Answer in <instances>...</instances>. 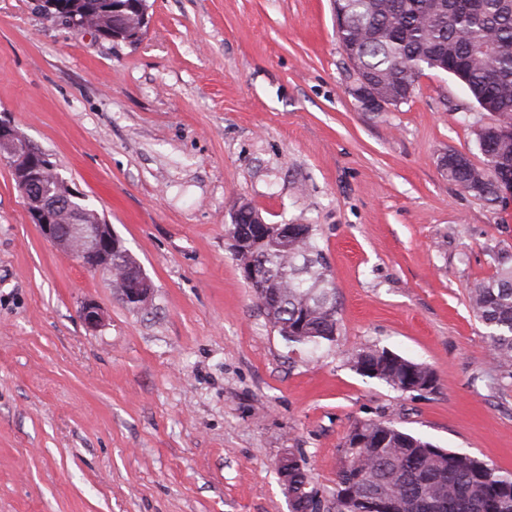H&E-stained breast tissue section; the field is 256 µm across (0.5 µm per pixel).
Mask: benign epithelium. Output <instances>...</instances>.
Listing matches in <instances>:
<instances>
[{"instance_id":"1","label":"benign epithelium","mask_w":512,"mask_h":512,"mask_svg":"<svg viewBox=\"0 0 512 512\" xmlns=\"http://www.w3.org/2000/svg\"><path fill=\"white\" fill-rule=\"evenodd\" d=\"M69 24L95 33L112 27V41L132 43L137 41L147 26L148 10L145 0L128 8L112 6V19L89 20L73 12L67 15ZM351 93L369 112H383L394 100L377 91L362 80L350 88ZM0 157L9 163L16 186L24 200L33 223L37 224L43 238L60 251L71 255L89 271L112 273V256L124 249L121 239L112 232V226L100 221L83 222L82 212L74 208L72 198L78 196L69 185L52 188L48 174L54 166L49 157L37 151L20 136L13 126L0 120ZM244 279L253 288L259 306H264L265 292L260 283L256 264L249 260L239 264ZM118 281L122 284L121 298L135 309H144L151 302L153 288L143 270H124ZM80 318L88 328L95 329L102 323L100 309L86 303L80 310Z\"/></svg>"}]
</instances>
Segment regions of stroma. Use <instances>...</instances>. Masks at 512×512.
Returning <instances> with one entry per match:
<instances>
[{
	"label": "stroma",
	"mask_w": 512,
	"mask_h": 512,
	"mask_svg": "<svg viewBox=\"0 0 512 512\" xmlns=\"http://www.w3.org/2000/svg\"><path fill=\"white\" fill-rule=\"evenodd\" d=\"M133 44L0 0V119L51 154L151 280L147 309L45 241L0 159V512H289L276 463L332 488L339 445L382 419L512 471V380L469 305L512 255V198L476 164L464 86L427 69L407 103L350 94L331 0H148ZM313 224L336 285L334 343L290 347L233 259L239 202ZM100 308L90 330L79 310ZM377 345L430 366V395L361 375ZM476 146L484 157V165L475 164L468 155L462 165H448V151L460 154L453 149L442 153L439 159L440 169L448 167L442 173L459 186L464 192L487 201L495 202L500 180L512 174V137L480 138L476 132Z\"/></svg>",
	"instance_id": "1"
}]
</instances>
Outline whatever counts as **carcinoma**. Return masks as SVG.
<instances>
[{
	"label": "carcinoma",
	"mask_w": 512,
	"mask_h": 512,
	"mask_svg": "<svg viewBox=\"0 0 512 512\" xmlns=\"http://www.w3.org/2000/svg\"><path fill=\"white\" fill-rule=\"evenodd\" d=\"M345 24L341 46L358 59L353 80L366 79L401 105L412 97L413 74L438 69L467 87L480 111L512 125V0H336ZM484 157L448 165L443 174L463 191L494 202L500 180L512 174V137L476 138ZM285 239L269 228L258 251L274 296L263 311L269 324L288 325L290 344L334 342L339 331L335 284L317 242V225ZM475 317L489 329L504 375L512 379V257L469 288ZM356 371L400 390L403 376L425 380L428 365L376 345L350 353ZM288 476L297 502L291 512H512V472L434 445L390 421L364 419L348 429L334 486L319 490L307 463L288 449Z\"/></svg>",
	"instance_id": "obj_1"
}]
</instances>
